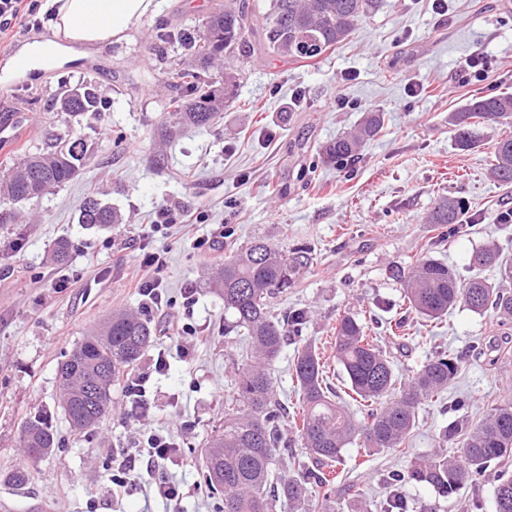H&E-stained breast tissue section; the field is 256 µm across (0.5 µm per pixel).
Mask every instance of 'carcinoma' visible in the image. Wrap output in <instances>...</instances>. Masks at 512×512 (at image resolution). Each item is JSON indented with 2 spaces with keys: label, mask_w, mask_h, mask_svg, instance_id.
I'll return each mask as SVG.
<instances>
[{
  "label": "carcinoma",
  "mask_w": 512,
  "mask_h": 512,
  "mask_svg": "<svg viewBox=\"0 0 512 512\" xmlns=\"http://www.w3.org/2000/svg\"><path fill=\"white\" fill-rule=\"evenodd\" d=\"M381 0H270L265 16L269 48L283 56L310 59L344 43L361 22L374 15ZM203 31L161 34L165 42H177L186 51L187 65L169 67L166 57L158 62L167 85L176 90L164 104L158 135L168 140L186 126L206 127L236 98L240 77L226 68L212 73L215 61L244 46L252 30L248 7L240 0H224V9L210 15ZM305 33L315 35L319 48L309 52L298 45ZM78 101L67 89L51 108L81 125L89 115L106 110L97 88L88 82L76 84ZM384 113H363L354 129L319 147L317 163L342 166L355 161L365 145L384 129ZM456 144L462 151L475 147L481 125L512 128V93L483 95L469 100L459 112L448 113ZM88 158L85 140L58 137L47 149L24 155L0 172V205L8 209L0 220L16 218L20 210L50 191L75 180ZM491 177L512 184V134L495 140ZM465 206L455 199L440 202L429 216L439 225L441 238L461 233ZM79 220L101 228L121 221L117 211L95 198L85 201ZM309 261L308 249L288 253L262 240L238 249L212 273L213 288L224 297V334L241 331L251 347L250 361L237 371L233 391L224 407V424L215 428L202 457L201 470L207 486L223 496L221 512H333L329 490L339 472L335 464L354 440H363L368 453L383 451L407 455L422 402L439 398L459 372L451 353L428 357L411 378L396 371L392 358L370 340L366 326L345 313L336 320L334 347L345 377V395L367 409L359 420L348 404L327 383L324 364L316 346L303 339L306 314L296 310L284 324L274 316V295L292 287L294 277ZM472 265L492 269L496 281L473 276L460 279L452 266L422 258L411 267L394 266L393 279L400 283L408 309L434 321L457 304L503 321L512 320V258L494 245L477 251ZM302 339L291 365L292 379L301 400V412L293 416V432L312 467H299L293 474L272 482L271 466L283 437L278 420L284 407L278 402L269 366L280 355L288 336ZM152 339L150 323L143 317L118 311L102 330L81 342L58 367L61 384L59 406L70 428L93 430L109 412L112 387L137 365ZM439 443L458 442V455L435 452L409 461L405 471L389 477L385 498L370 504L359 493L351 512H408L404 487L408 483L432 487L440 496L451 497L478 481L490 464L502 466L494 487L496 512H512V400L491 410L474 423L459 418L443 427ZM21 441L36 448L35 461L58 447L51 426L39 415L23 422Z\"/></svg>",
  "instance_id": "cac0c4a2"
}]
</instances>
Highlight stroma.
I'll return each instance as SVG.
<instances>
[{
    "label": "stroma",
    "mask_w": 512,
    "mask_h": 512,
    "mask_svg": "<svg viewBox=\"0 0 512 512\" xmlns=\"http://www.w3.org/2000/svg\"><path fill=\"white\" fill-rule=\"evenodd\" d=\"M155 12L122 42L91 55L14 81L0 95V125L23 122L20 140L36 152L70 131L51 102L66 86L93 80L106 112L86 118L80 133L91 156L80 176L26 206L21 218L0 223V503L9 512H217L220 495L202 480L199 459L211 430L224 421L231 374L245 364L238 337L224 333V299L207 284L209 273L233 249L255 238L285 250L310 248L312 262L287 293L278 295V316L308 314L306 340L319 349L326 375L342 387L333 329L344 313L356 315L370 336L412 376L427 355L448 351L460 372L443 399L418 411L410 453H430L441 426L465 416L482 418L512 398V322L459 306L441 320L407 312L390 267L427 256L474 276L470 260L496 245L512 256V224L496 220L512 208V184L489 175L495 130L485 128L475 148L458 149L448 114L473 97L512 91V0H384L351 38L311 60L271 52L264 40L270 0H249L252 34L232 65L243 74L237 97L214 123L186 129L160 142L156 127L171 95L157 62V29H199L223 0H156ZM480 57L485 69L463 71ZM385 114L382 134L344 169L314 166L321 144L349 131L364 111ZM96 196L122 216L100 229L81 224L87 196ZM461 200L470 224L441 240L428 215L438 201ZM202 215L196 224H174L156 233L159 210ZM224 227L217 255L199 253L195 238ZM71 243L59 267L50 260L58 240ZM160 253L161 308L147 309L129 283L142 251ZM194 301L185 304L186 289ZM146 312L153 337L133 372L147 377L150 418L178 444L177 454L153 463L142 443L144 425L131 415L122 386L112 390V410L90 432H71L58 408L57 368L65 354L92 334L112 310ZM402 322L400 333L390 325ZM203 335L182 332V325ZM288 343L270 366L285 406L279 426L293 436L291 411L298 395ZM169 367L156 373L158 356ZM43 416L59 446L29 462L21 426ZM135 455V486L112 492V461ZM406 458L366 453L349 445L330 493L333 512H347L350 493L380 498L388 477ZM32 472L16 486L7 474ZM498 466L453 498L430 487H406L411 512H495ZM179 483L172 505L156 496L158 475Z\"/></svg>",
    "instance_id": "1"
}]
</instances>
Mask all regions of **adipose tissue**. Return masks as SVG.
I'll return each instance as SVG.
<instances>
[{"mask_svg": "<svg viewBox=\"0 0 512 512\" xmlns=\"http://www.w3.org/2000/svg\"><path fill=\"white\" fill-rule=\"evenodd\" d=\"M155 9L154 0H46L44 10L51 16L50 30L58 39L56 53L45 57L38 41L27 44L24 52L36 68L54 61L67 62L101 45L125 39Z\"/></svg>", "mask_w": 512, "mask_h": 512, "instance_id": "ef3b65f1", "label": "adipose tissue"}]
</instances>
